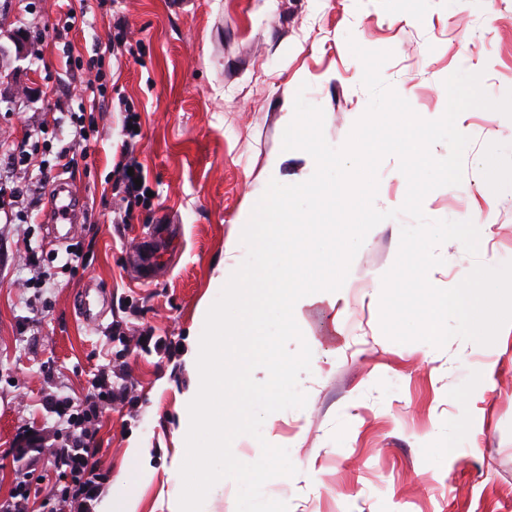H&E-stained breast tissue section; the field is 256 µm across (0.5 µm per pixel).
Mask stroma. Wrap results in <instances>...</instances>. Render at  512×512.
Masks as SVG:
<instances>
[{"instance_id":"stroma-1","label":"stroma","mask_w":512,"mask_h":512,"mask_svg":"<svg viewBox=\"0 0 512 512\" xmlns=\"http://www.w3.org/2000/svg\"><path fill=\"white\" fill-rule=\"evenodd\" d=\"M118 17L126 41L113 57L104 50ZM352 40L391 51L383 79L428 120L443 114V82L457 70L483 72L492 98L512 89V0H0V166L34 131L52 145L42 167L0 182L16 200L0 213V512L20 492L27 512H101L123 469L138 512H167L175 406L190 382L184 354L205 323L199 302L227 242L245 259L246 204L265 192L270 162H280L279 183L309 177L310 155L282 149L297 90L322 108L331 146L364 114ZM100 54L101 107L83 113L74 165L57 166L73 128L54 120L78 110L87 63ZM118 101L135 128L113 111ZM460 130L471 139L464 179L430 192L423 211L478 221L479 253L439 246L444 263L431 274L440 288L475 263L512 260V119L472 108ZM127 140L144 170L142 196L115 188ZM378 179L375 208L398 215L365 239L335 303L303 309L307 403L262 425L297 473L263 493L289 512H512V327L491 346L384 335L382 277L412 219L399 211L407 181L396 157L382 160ZM60 181L82 217L54 239ZM119 210L130 223H113ZM89 285L105 297L90 325L80 315ZM90 406L87 470L99 486L84 511L61 495L71 475L55 451L79 433L69 416ZM133 444L151 451L150 483L123 459Z\"/></svg>"}]
</instances>
